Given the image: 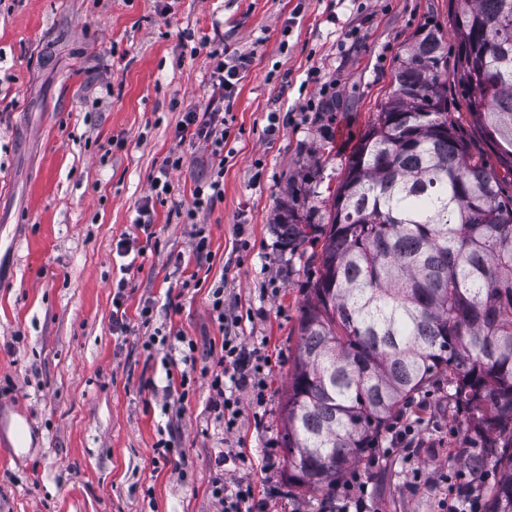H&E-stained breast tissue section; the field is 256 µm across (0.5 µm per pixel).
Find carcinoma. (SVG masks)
Returning a JSON list of instances; mask_svg holds the SVG:
<instances>
[{
    "mask_svg": "<svg viewBox=\"0 0 512 512\" xmlns=\"http://www.w3.org/2000/svg\"><path fill=\"white\" fill-rule=\"evenodd\" d=\"M453 73L498 148L471 151L448 108L436 26L399 59L394 86L332 193L329 219L275 222L295 250L322 242L281 410L291 495H331L423 393L462 416L449 452L459 497L512 512V0H450Z\"/></svg>",
    "mask_w": 512,
    "mask_h": 512,
    "instance_id": "obj_1",
    "label": "carcinoma"
}]
</instances>
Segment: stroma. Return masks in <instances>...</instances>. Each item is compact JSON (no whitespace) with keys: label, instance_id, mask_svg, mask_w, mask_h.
<instances>
[{"label":"stroma","instance_id":"1","mask_svg":"<svg viewBox=\"0 0 512 512\" xmlns=\"http://www.w3.org/2000/svg\"><path fill=\"white\" fill-rule=\"evenodd\" d=\"M427 23L455 58L448 0H0V246L20 243L0 262V512H218V476L250 483L254 512H323L320 497L286 495L280 446L318 265L311 246L282 247L273 224L285 205L326 216L399 57ZM211 45L251 64L224 105V195L191 225L193 190L213 160L179 141L176 126L185 109L208 106ZM448 108L497 167L453 81ZM172 152L185 162L156 207V245L120 272L116 246L138 236L135 208ZM314 164L319 176L306 179ZM199 224L207 259L192 246ZM192 275L199 287H182ZM121 278L130 324L117 335ZM218 283L243 344L269 362L262 400L238 391L230 432L203 377L187 400L164 404L166 369L136 320L139 303L155 299V326L193 339L196 367L214 368ZM424 409L417 448L395 449L367 476V512H448L461 420L441 391ZM161 437L176 448L166 459L154 452ZM126 283L125 280L121 279L116 285V292L113 296L112 305L115 308L112 311V330L117 334H123L129 328L127 322L128 317L126 310L123 308V301L125 297Z\"/></svg>","mask_w":512,"mask_h":512}]
</instances>
